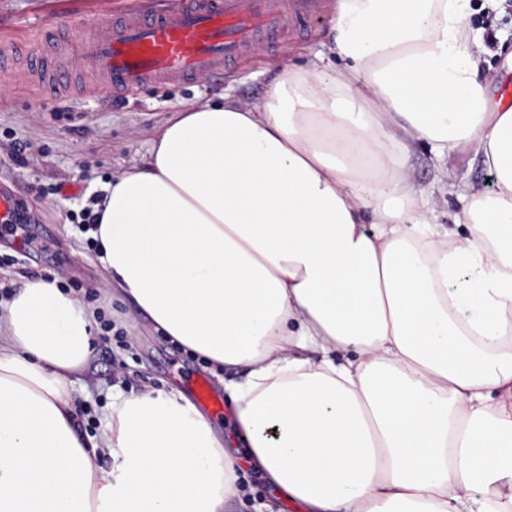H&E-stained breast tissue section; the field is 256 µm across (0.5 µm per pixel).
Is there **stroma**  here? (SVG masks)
I'll use <instances>...</instances> for the list:
<instances>
[{
  "label": "stroma",
  "instance_id": "stroma-1",
  "mask_svg": "<svg viewBox=\"0 0 512 512\" xmlns=\"http://www.w3.org/2000/svg\"><path fill=\"white\" fill-rule=\"evenodd\" d=\"M155 5L156 0H0V50L17 44L34 48L100 15L120 17ZM336 5L337 0H323L320 11L301 19L293 34L225 69L219 79L203 76L113 95L96 90L94 78L78 73L70 91L44 95L24 78L0 77V194L14 200L16 221L27 234L23 240H0V289L18 287L22 274L54 276L89 308L106 314L88 386L76 398L88 429L97 427L115 385L128 396L147 382L175 386L192 398L202 381L216 399L224 393L199 359L154 333L143 315L109 302L106 272L78 216L91 209L105 182L146 150L155 127L179 104L223 92L244 101L259 98L279 67L306 65L314 52L326 49ZM464 22L484 44L483 74L498 82L512 76V0H470ZM407 165L414 179L433 191L438 224L459 211L441 170L452 171L457 181L482 184L486 191L495 188L480 157L471 153L440 156L423 143ZM133 335L138 338L134 345L129 342ZM238 474L241 491L231 504L233 512H297L276 499L247 462L239 463Z\"/></svg>",
  "mask_w": 512,
  "mask_h": 512
}]
</instances>
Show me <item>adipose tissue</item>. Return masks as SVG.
<instances>
[{"label":"adipose tissue","instance_id":"obj_1","mask_svg":"<svg viewBox=\"0 0 512 512\" xmlns=\"http://www.w3.org/2000/svg\"><path fill=\"white\" fill-rule=\"evenodd\" d=\"M468 2L338 0L328 54L178 106L94 205L108 299L243 370L229 422L304 512H512V112ZM423 140L495 176L455 227L409 174ZM97 328L55 277L0 297V512H224L238 460L179 390L83 430Z\"/></svg>","mask_w":512,"mask_h":512}]
</instances>
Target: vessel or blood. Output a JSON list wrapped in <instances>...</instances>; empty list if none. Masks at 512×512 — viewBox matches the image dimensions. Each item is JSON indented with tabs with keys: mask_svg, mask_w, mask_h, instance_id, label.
I'll return each mask as SVG.
<instances>
[{
	"mask_svg": "<svg viewBox=\"0 0 512 512\" xmlns=\"http://www.w3.org/2000/svg\"><path fill=\"white\" fill-rule=\"evenodd\" d=\"M315 0H168L90 30L69 54L64 39L0 53V74L22 67L40 92L67 88L73 68L96 73L111 92L223 73L287 22L312 14Z\"/></svg>",
	"mask_w": 512,
	"mask_h": 512,
	"instance_id": "1",
	"label": "vessel or blood"
}]
</instances>
